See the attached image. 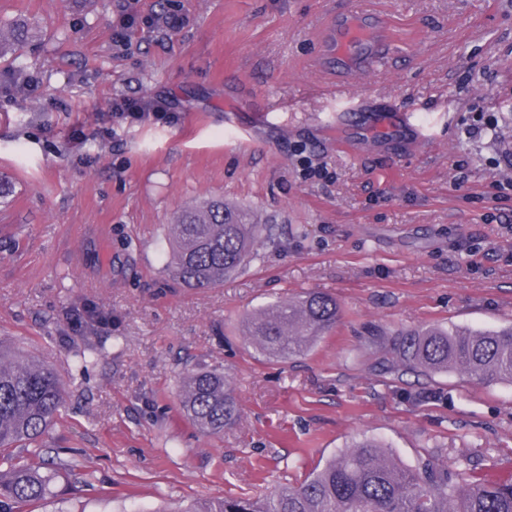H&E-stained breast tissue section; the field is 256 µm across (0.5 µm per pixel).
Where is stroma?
Wrapping results in <instances>:
<instances>
[{"instance_id": "35a3bbf8", "label": "stroma", "mask_w": 512, "mask_h": 512, "mask_svg": "<svg viewBox=\"0 0 512 512\" xmlns=\"http://www.w3.org/2000/svg\"><path fill=\"white\" fill-rule=\"evenodd\" d=\"M387 16L382 62L340 83L322 68L336 10ZM127 45L112 37L127 13ZM183 23L169 30L164 17ZM31 38L0 60V338L57 372L66 392L21 463L50 459L24 512H177L200 499L294 485L364 439L401 464L438 454L512 473V384L452 372L396 380L397 332L512 321V0H0ZM31 74V94L13 77ZM167 99L177 121H112L113 102ZM263 105L269 123L255 122ZM345 113L355 152L336 146ZM497 120L466 138L468 125ZM427 145L414 149L417 135ZM321 166L325 176L309 177ZM275 227L214 288L169 276L174 212L210 198ZM313 291L341 319L307 356L245 341L252 313ZM110 314L88 366L71 305ZM223 369L237 422L208 435L181 413L193 369Z\"/></svg>"}]
</instances>
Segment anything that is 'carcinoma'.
Returning a JSON list of instances; mask_svg holds the SVG:
<instances>
[{"label": "carcinoma", "mask_w": 512, "mask_h": 512, "mask_svg": "<svg viewBox=\"0 0 512 512\" xmlns=\"http://www.w3.org/2000/svg\"><path fill=\"white\" fill-rule=\"evenodd\" d=\"M24 34L22 24L0 28V59L23 47ZM170 232L172 280L186 288H212L239 270L258 242L273 237V225L211 198L181 210ZM338 321L336 299L313 292L255 315L247 339L270 358L290 359L308 353ZM383 369L398 378L456 371L478 382L512 383V322L490 331L454 326L402 331L389 344ZM63 397L51 366L0 342V452L37 443ZM180 408L208 434L224 432L239 418L232 382L217 368L188 372ZM52 479L42 465L11 466L0 477V512H22L23 504L48 494ZM188 512H512V475L494 478L473 468L456 481L434 454L402 466L384 446L365 440L315 466L294 487L263 497L204 500Z\"/></svg>", "instance_id": "carcinoma-1"}]
</instances>
